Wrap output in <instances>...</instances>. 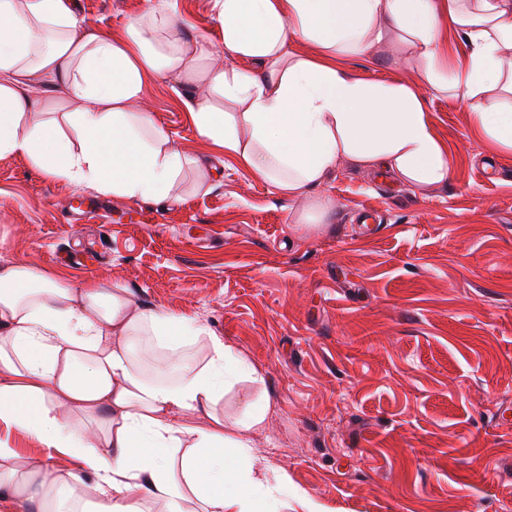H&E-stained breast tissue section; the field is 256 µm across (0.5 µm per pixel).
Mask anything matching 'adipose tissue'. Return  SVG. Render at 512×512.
I'll list each match as a JSON object with an SVG mask.
<instances>
[{
	"instance_id": "1",
	"label": "adipose tissue",
	"mask_w": 512,
	"mask_h": 512,
	"mask_svg": "<svg viewBox=\"0 0 512 512\" xmlns=\"http://www.w3.org/2000/svg\"><path fill=\"white\" fill-rule=\"evenodd\" d=\"M226 62L172 0H149L122 33L80 32L69 0H0V155L48 178L162 203L186 162L141 101L150 82L189 83L198 136L253 180L333 210L345 162L420 189L447 183L448 149L424 93L462 95L475 129L512 153V0H211ZM467 49L443 62L447 32ZM311 45L308 55L294 42ZM400 44L415 84L361 80L340 62ZM60 90L39 99L33 78ZM204 342L203 362L182 348ZM176 370V383L148 380ZM203 320L137 302L127 288L72 285L0 265V426L34 437L38 461L0 441V512H257L284 477L257 464L250 431L268 404L226 419L219 403L250 370ZM69 467L57 466L58 457Z\"/></svg>"
}]
</instances>
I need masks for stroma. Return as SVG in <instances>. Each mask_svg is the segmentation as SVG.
<instances>
[{
	"instance_id": "obj_1",
	"label": "stroma",
	"mask_w": 512,
	"mask_h": 512,
	"mask_svg": "<svg viewBox=\"0 0 512 512\" xmlns=\"http://www.w3.org/2000/svg\"><path fill=\"white\" fill-rule=\"evenodd\" d=\"M82 31H122L146 0H70ZM222 46L210 0H177ZM370 82H417L398 47L342 57ZM144 106L189 159L178 202L101 196L0 155V262L119 283L206 321L256 369L228 416L266 399L251 435L288 479L275 512H512V153L476 134L464 98L426 92L451 171L433 189L342 164L326 224L212 155L170 82Z\"/></svg>"
}]
</instances>
